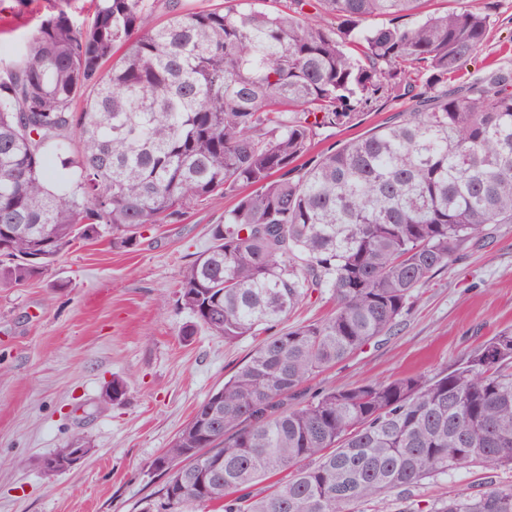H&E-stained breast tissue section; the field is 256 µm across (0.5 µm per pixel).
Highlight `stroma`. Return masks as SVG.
<instances>
[{"instance_id":"35a3bbf8","label":"stroma","mask_w":512,"mask_h":512,"mask_svg":"<svg viewBox=\"0 0 512 512\" xmlns=\"http://www.w3.org/2000/svg\"><path fill=\"white\" fill-rule=\"evenodd\" d=\"M46 0H0L13 30L0 34V57L13 58L21 35ZM470 6L489 15L486 66L512 67V0H429L428 10ZM408 100L381 99L350 128L327 127L319 147L337 146L395 113ZM232 199L195 206L177 224L142 232L136 245L79 241L49 270L19 287L0 285V512H141L165 481L153 467L194 409L221 388L258 343L224 342L179 302L183 269L210 247V228ZM512 328V224H490L467 255L420 290L394 332L310 381L315 392L416 370L453 367L499 330ZM122 400L104 401L112 381ZM91 452L71 469L47 473L42 462L75 437ZM512 483V471L464 467L424 481L408 500L428 503L485 482Z\"/></svg>"}]
</instances>
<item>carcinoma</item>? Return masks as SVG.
I'll list each match as a JSON object with an SVG mask.
<instances>
[{
  "label": "carcinoma",
  "mask_w": 512,
  "mask_h": 512,
  "mask_svg": "<svg viewBox=\"0 0 512 512\" xmlns=\"http://www.w3.org/2000/svg\"><path fill=\"white\" fill-rule=\"evenodd\" d=\"M264 2L168 0L161 22V0H97L84 24L72 0H49L0 67V284L80 238L125 248L236 198L183 270V336L262 340L154 460L170 476L144 512H360L463 465L512 468V331L450 371L299 391L390 335L485 225L512 224V72L449 84L483 51L487 15L407 26L424 0ZM385 97L410 108L312 154L319 129ZM315 292L330 313L282 329ZM404 512H512V484Z\"/></svg>",
  "instance_id": "carcinoma-1"
}]
</instances>
